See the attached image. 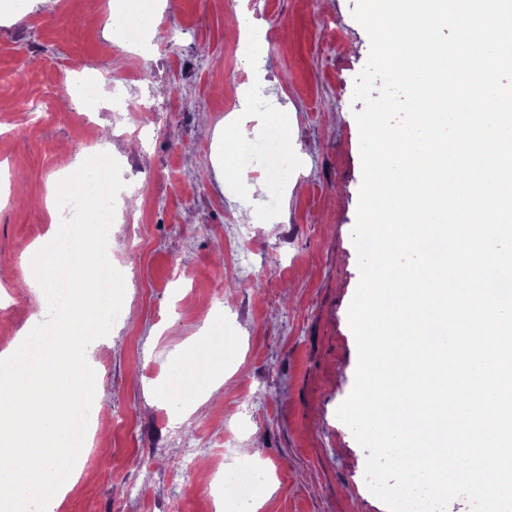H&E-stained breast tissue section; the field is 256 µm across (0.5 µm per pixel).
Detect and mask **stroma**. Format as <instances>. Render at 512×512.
<instances>
[{"instance_id":"1","label":"stroma","mask_w":512,"mask_h":512,"mask_svg":"<svg viewBox=\"0 0 512 512\" xmlns=\"http://www.w3.org/2000/svg\"><path fill=\"white\" fill-rule=\"evenodd\" d=\"M355 0H166L150 56L128 50L86 0H24L0 11V352L33 325V243L52 229L48 188L61 148L87 153L109 125L133 225H112L128 312L88 359L103 391L91 453L52 512H211V466L271 472L253 512H387L366 453L336 416L355 381L348 308L359 282L351 239L362 183L355 79L370 40ZM248 15L251 41L237 17ZM243 75L239 87L224 74ZM100 107L76 106L79 79ZM66 98H59V90ZM249 96L255 129L284 130L287 167L225 168L227 104ZM73 111H66L67 102ZM131 103L163 109L144 124ZM277 181L276 201L250 194ZM225 338L224 384L182 414L157 389L198 340ZM195 449L197 466L181 458Z\"/></svg>"}]
</instances>
